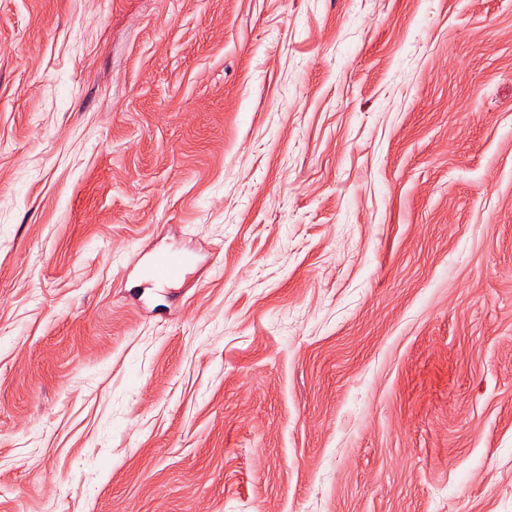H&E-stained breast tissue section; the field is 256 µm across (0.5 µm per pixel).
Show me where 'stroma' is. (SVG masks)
<instances>
[{
  "mask_svg": "<svg viewBox=\"0 0 512 512\" xmlns=\"http://www.w3.org/2000/svg\"><path fill=\"white\" fill-rule=\"evenodd\" d=\"M0 512H512V0H0ZM181 263V258L173 253L154 251L145 269V279L155 284L171 282L177 276Z\"/></svg>",
  "mask_w": 512,
  "mask_h": 512,
  "instance_id": "1",
  "label": "stroma"
}]
</instances>
